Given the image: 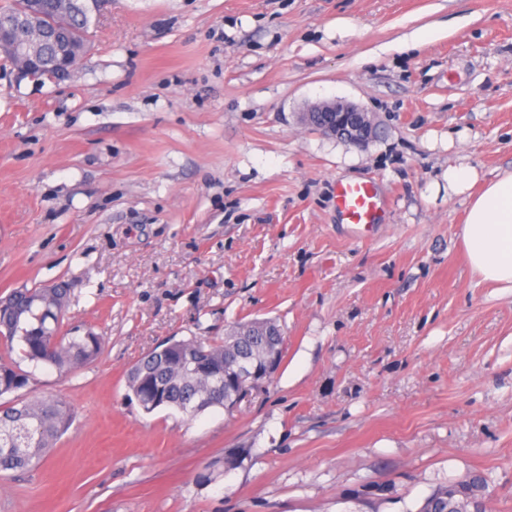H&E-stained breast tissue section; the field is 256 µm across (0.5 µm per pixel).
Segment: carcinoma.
Segmentation results:
<instances>
[{"label": "carcinoma", "mask_w": 512, "mask_h": 512, "mask_svg": "<svg viewBox=\"0 0 512 512\" xmlns=\"http://www.w3.org/2000/svg\"><path fill=\"white\" fill-rule=\"evenodd\" d=\"M42 27H58L88 48L91 17L83 0H43ZM26 0H0V25L21 13ZM69 299L63 284L19 288L0 299V396L29 386L33 372L21 368L50 366L60 372L94 362L103 338L76 327L62 331ZM248 329L282 334L273 319H252L232 326L222 337L172 340L141 356L129 369L127 387L143 411L175 409L193 417L208 408L233 410L237 392L233 363L245 355L263 368L273 355L283 362L279 343L265 346ZM19 351L20 360L12 357ZM73 417L71 406L57 397H35L0 410V472L23 470L41 462L54 448ZM451 483L426 497L418 512H470V503L456 495Z\"/></svg>", "instance_id": "carcinoma-1"}]
</instances>
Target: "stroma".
<instances>
[{
  "instance_id": "1",
  "label": "stroma",
  "mask_w": 512,
  "mask_h": 512,
  "mask_svg": "<svg viewBox=\"0 0 512 512\" xmlns=\"http://www.w3.org/2000/svg\"><path fill=\"white\" fill-rule=\"evenodd\" d=\"M331 101L372 138L304 122ZM459 163L512 168V0H112L66 81L0 59V298L65 284L105 338L22 390L74 418L0 512H417L476 473L512 512V292L466 261ZM254 318L286 354L250 401L128 399L146 352ZM309 122L337 139L355 144L367 142L373 134L369 113L348 102H326L312 107ZM445 179L448 181L449 194L463 195L478 181V174L474 169L459 164L448 167ZM336 207L346 220L357 228L378 224L382 204L371 182H339L336 184Z\"/></svg>"
}]
</instances>
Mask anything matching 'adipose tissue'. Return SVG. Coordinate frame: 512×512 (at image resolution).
I'll list each match as a JSON object with an SVG mask.
<instances>
[{
  "instance_id": "adipose-tissue-1",
  "label": "adipose tissue",
  "mask_w": 512,
  "mask_h": 512,
  "mask_svg": "<svg viewBox=\"0 0 512 512\" xmlns=\"http://www.w3.org/2000/svg\"><path fill=\"white\" fill-rule=\"evenodd\" d=\"M448 191L470 194L471 202L461 238L466 259L483 281L512 289V170L482 183L477 172L463 164L449 167ZM479 194H472L475 183Z\"/></svg>"
}]
</instances>
